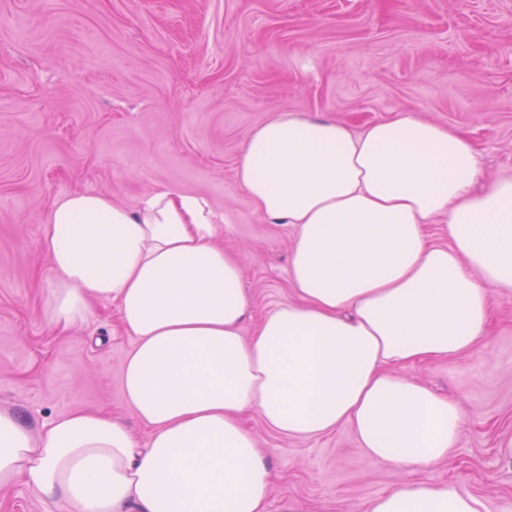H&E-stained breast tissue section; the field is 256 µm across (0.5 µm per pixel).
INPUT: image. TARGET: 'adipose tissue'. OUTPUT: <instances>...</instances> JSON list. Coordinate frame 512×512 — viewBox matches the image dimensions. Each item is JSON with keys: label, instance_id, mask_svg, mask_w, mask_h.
<instances>
[{"label": "adipose tissue", "instance_id": "obj_1", "mask_svg": "<svg viewBox=\"0 0 512 512\" xmlns=\"http://www.w3.org/2000/svg\"><path fill=\"white\" fill-rule=\"evenodd\" d=\"M479 173L468 137L412 112L359 131L293 112L254 128L236 179L295 232L294 296L249 339L242 264L204 198H59L43 230L55 277L44 314L66 329L95 302L116 305L134 339L124 397L148 435L84 408L35 433L0 410V488L70 512H266L272 472L243 423L251 412L291 437L351 425L369 456L413 473L447 458L465 405L400 369L471 351L490 332L492 291L512 288V176L479 190ZM439 218L444 245L426 233ZM483 508L415 480L367 512Z\"/></svg>", "mask_w": 512, "mask_h": 512}]
</instances>
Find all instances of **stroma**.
Returning a JSON list of instances; mask_svg holds the SVG:
<instances>
[{
	"label": "stroma",
	"instance_id": "35a3bbf8",
	"mask_svg": "<svg viewBox=\"0 0 512 512\" xmlns=\"http://www.w3.org/2000/svg\"><path fill=\"white\" fill-rule=\"evenodd\" d=\"M399 111L465 132L481 183L512 172V0H0V410L32 430L100 408L133 421L121 387L133 339L103 303L53 327L42 248L60 197L130 208L174 187L222 213L254 322L292 299L293 229L234 177L250 131L281 112L362 129ZM469 354L404 367L468 408L448 460L420 478L512 512V289ZM274 478L268 512H367L411 476L369 457L350 425L289 437L247 417Z\"/></svg>",
	"mask_w": 512,
	"mask_h": 512
}]
</instances>
